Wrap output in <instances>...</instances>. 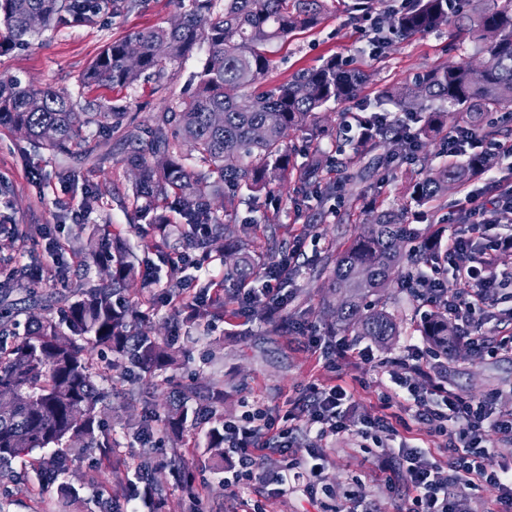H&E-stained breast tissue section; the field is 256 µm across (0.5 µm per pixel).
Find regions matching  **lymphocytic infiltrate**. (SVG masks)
<instances>
[{"label": "lymphocytic infiltrate", "instance_id": "f902f5d3", "mask_svg": "<svg viewBox=\"0 0 512 512\" xmlns=\"http://www.w3.org/2000/svg\"><path fill=\"white\" fill-rule=\"evenodd\" d=\"M486 182L491 193L488 204L460 212L457 221L463 224V231L449 235L440 244L438 261L421 269L419 280L432 310H447L458 328L457 341L467 343L475 356L488 352L512 356V336L502 337L490 347L484 337L474 333L479 317L487 315L497 303L506 280L479 265L470 245L488 225L512 224V184L501 186L491 175ZM445 263L456 277L465 280V287L448 292L441 278ZM288 266L285 259L270 264L264 272L262 290L238 289L237 300L249 305L264 300L269 313L279 315L286 306L280 284ZM306 344L328 371L335 369L337 361L348 359L374 368L380 365L372 349H360L345 340L326 342L311 333ZM389 376L394 384L408 391L413 419L424 425L431 437L440 439L447 452L446 458L441 459L432 449L404 443L384 448L391 465L405 469L409 475L410 495L401 512H464L462 490L481 483L496 489L499 504L511 508L512 467L495 464L483 446L490 430L512 439V409L498 408L499 392L478 400L461 397L449 389L445 369L428 362L425 349L416 344L407 345ZM392 428L386 414L356 416L352 395L343 386L314 382L282 415L274 417L255 406L244 411L237 421L225 422L224 447L236 461L224 483L235 488L241 481H256L269 486L275 498L300 489L313 502L327 491L324 471L328 458L321 447L323 441L349 435L363 442L375 432ZM299 431L314 435L317 447H298L295 434ZM270 452L278 453L283 462L272 475L262 467Z\"/></svg>", "mask_w": 512, "mask_h": 512}]
</instances>
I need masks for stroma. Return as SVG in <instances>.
I'll return each mask as SVG.
<instances>
[{
    "mask_svg": "<svg viewBox=\"0 0 512 512\" xmlns=\"http://www.w3.org/2000/svg\"><path fill=\"white\" fill-rule=\"evenodd\" d=\"M189 7V0H140L135 9L121 12L102 6L91 21L56 24L30 44L0 56V75L19 78L25 84L63 88L80 101L117 103L139 120H147L150 113L162 110L184 91L197 67L196 58L177 65L175 78L160 90L147 85L133 89H115L108 84L86 88L79 77L107 43L147 27L168 24ZM369 28V21H350L343 0H336L319 26L296 31L288 42L272 45L273 68L265 79L266 86L281 85L294 72L315 67L330 57L347 58L350 67L369 71L371 78L361 86L355 100L328 107L324 117L328 124L335 125L342 121L344 113L360 112L366 105L376 106L383 90L410 82L427 70L464 59L477 64L485 61L475 44L451 43L444 27L410 40H393L379 57L373 58L367 52ZM58 169L57 161L47 151L0 127V222L17 225L23 231L42 226L50 231L49 238L35 245L1 233L0 259L46 263L53 241L78 243L89 225L109 220L113 233L126 240L136 257L148 260L156 279L154 287L133 291L130 304L145 309L148 324L159 334L172 338L181 351L178 365L161 374L163 385L155 394L156 405H164L167 392L192 376L197 381L223 387L224 403L216 411L218 420L236 418L246 406L256 403L274 415L287 409L289 400L302 393L308 382L326 378V371L304 347L301 332L273 330L251 312L188 321L179 309L167 304L169 259L174 251L149 249L148 243L155 234L133 216L128 200L132 177L119 152H112L100 167L84 165L79 177L68 183L59 180ZM410 177L409 162L398 160L386 173L374 174L361 183H345L333 194L313 191L297 201L281 198L280 236L273 246L262 228L270 208L267 199H259L253 209H240L233 216V224H256L253 247L266 261L280 259L283 250L300 246L296 273L292 279L284 280L283 288L288 297L287 313L300 320L304 330L312 329L322 335L329 331L322 315L329 290L326 279L319 277L316 269L330 253V240L337 225H344L351 236L360 231L362 222L354 213L361 208L359 196L363 193L379 197L385 206L401 207L406 201ZM92 193L99 197V209L86 213L84 219L74 220L72 211L83 210L87 196ZM471 195L478 201L486 200L484 181H472L467 191L449 194L439 210H424L416 221L417 228L426 237L442 231L453 233L457 213L467 206ZM385 297L401 320L399 336L383 347L367 337L359 341L360 347L372 348L380 358L400 356L406 345L420 341L416 327L424 311L421 303H408L400 289H388ZM334 375L337 384L352 393L357 413L383 409L392 420L409 422V429L400 430L399 434L379 433L380 442L391 445L404 438L421 448L433 447L434 439L426 428L412 422L407 398L394 396L388 376L351 362L337 364ZM448 383L459 394L474 399L500 390V407L512 408L510 358L480 359L467 344H458L448 356ZM386 399L391 402L387 408L382 405ZM208 429V424L188 420L179 440L164 439L154 450L152 476L163 489L167 512H187L189 494L193 491L201 499L204 512H314L300 492L273 499L265 488L255 485L230 494L217 471L218 459L206 450ZM328 455L325 482L332 490L340 494L353 484H361L370 492L378 512H396L398 493L408 482L407 474L396 476V491L391 494L383 487L385 468L380 456H366L347 437L329 443ZM179 458L193 469V489L176 484L171 475V463ZM102 468L98 450L79 455L69 476L70 483L80 490L77 512H99L98 488L89 479ZM13 469L19 479L12 485L6 512H64L55 487L39 485L28 464L15 461Z\"/></svg>",
    "mask_w": 512,
    "mask_h": 512,
    "instance_id": "35a3bbf8",
    "label": "stroma"
}]
</instances>
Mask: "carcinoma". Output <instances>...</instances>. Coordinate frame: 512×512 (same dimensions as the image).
Listing matches in <instances>:
<instances>
[{
  "mask_svg": "<svg viewBox=\"0 0 512 512\" xmlns=\"http://www.w3.org/2000/svg\"><path fill=\"white\" fill-rule=\"evenodd\" d=\"M190 0L177 25H155L109 43L82 77L92 87L107 82L114 87L159 86L171 76L169 67L200 49L205 59L193 72L192 92L171 101L148 122L136 120L126 107L107 102L82 104L65 89L22 85L18 79H0V127L23 134L40 149L60 160L92 162L97 166L112 153L111 135L119 133L122 162L135 172L130 205L136 220L151 225L168 245L170 213L179 215L182 228L177 246L182 251L207 252L221 248L233 236L237 249L224 253V280L234 289L259 274L252 254L250 227H231L224 213L250 206L263 192L285 187L295 174L293 191H304L326 180L329 161L319 153L295 166L289 132L307 129L312 137L331 140L344 136L345 126L325 123L320 110L330 102L350 101L367 75L330 58L321 66L302 69L288 82L269 89L261 83L271 68L268 47L288 41L294 30L317 25L326 0ZM347 11L355 18L373 16L370 38L383 44L394 35L402 40L448 27L457 37L478 44L487 62L465 61L422 73L413 81L384 94L392 106L357 116L378 127V135L356 140L353 153L334 161L338 171L367 170L389 165L396 158L397 119L392 112L418 124L414 155L416 178L409 200L400 209L375 202L362 207L366 226L345 244L336 243V259L329 285L336 302L326 314L339 329L368 336L385 344L399 335V319L388 310L383 293L406 290L421 299L412 282L433 255L421 247L408 210L438 202L450 190H461L477 177L490 158L432 167L426 140L452 118L451 132L493 141L500 128L487 115L512 107V0H410L395 10L385 0H351ZM84 0H0V55L28 44L34 34L65 22L86 21ZM54 131L45 140L44 131ZM206 226L198 235L193 228ZM81 252L98 267L90 286L55 301L59 315L41 305L18 308L10 303L11 290L28 281L27 266L5 269L0 281V495H10L12 461L37 449L52 454L36 459L38 480H57L66 474L77 451L96 448L109 456L118 441L104 430L97 404L109 393L98 381L118 367L150 376L178 364L173 340L154 334L130 311L128 292L144 278L125 243L92 228ZM376 295L373 304L366 299ZM224 294L210 295L196 316L224 313ZM26 312V330L17 340L15 313ZM72 334H66V331ZM448 315L436 312L426 321L424 335L436 347L448 346L454 335ZM165 416L141 392L127 405L142 404V416L130 421L126 435L148 447L155 436L183 425L188 403L193 414L207 416L224 402V389L187 383L167 396ZM207 448L224 458V425L207 433Z\"/></svg>",
  "mask_w": 512,
  "mask_h": 512,
  "instance_id": "cac0c4a2",
  "label": "carcinoma"
}]
</instances>
